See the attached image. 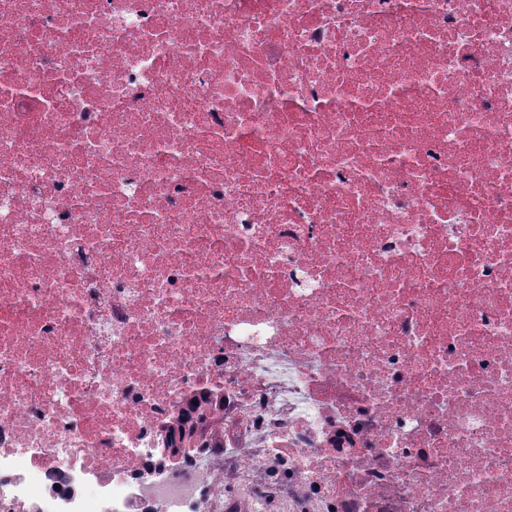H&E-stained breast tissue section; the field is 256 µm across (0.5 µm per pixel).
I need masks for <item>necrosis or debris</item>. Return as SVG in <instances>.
<instances>
[{
	"label": "necrosis or debris",
	"mask_w": 512,
	"mask_h": 512,
	"mask_svg": "<svg viewBox=\"0 0 512 512\" xmlns=\"http://www.w3.org/2000/svg\"><path fill=\"white\" fill-rule=\"evenodd\" d=\"M0 512H512V0H0Z\"/></svg>",
	"instance_id": "necrosis-or-debris-1"
}]
</instances>
